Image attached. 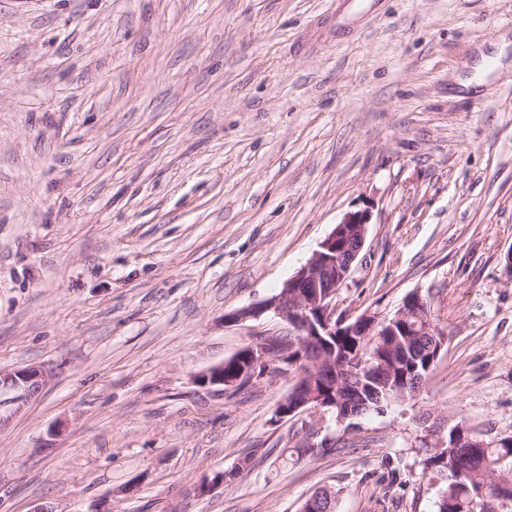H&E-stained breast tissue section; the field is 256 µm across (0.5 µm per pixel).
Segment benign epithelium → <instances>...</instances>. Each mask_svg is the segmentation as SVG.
<instances>
[{
  "label": "benign epithelium",
  "mask_w": 512,
  "mask_h": 512,
  "mask_svg": "<svg viewBox=\"0 0 512 512\" xmlns=\"http://www.w3.org/2000/svg\"><path fill=\"white\" fill-rule=\"evenodd\" d=\"M371 214L367 210L349 212L320 242L318 249L293 276L286 280L280 291L252 306L241 308L224 316V323H239L272 316L288 324V332L299 337V343L281 349L274 342L276 334L266 333L243 346L242 352L224 371L220 363L203 372L198 382L204 386L239 388L256 380L258 374H267L276 363L288 365V356L299 352L294 364L307 367L316 364L336 370L330 344L326 339L336 336H395L397 324L408 321L418 312L422 302L419 294H409L394 313L393 319H380L363 314L355 319L336 316V290L349 279L358 255L365 243ZM378 357L368 360L362 351L354 350L349 364L342 368L364 372L375 367ZM51 377L44 367H29L15 372L0 370V426L37 397ZM336 405V390L330 391L329 400L313 392L303 395L295 388L276 409V420L288 421L303 413ZM447 420L436 418L425 429L426 441L436 447L445 443Z\"/></svg>",
  "instance_id": "obj_1"
}]
</instances>
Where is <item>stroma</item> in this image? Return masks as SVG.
<instances>
[{
    "mask_svg": "<svg viewBox=\"0 0 512 512\" xmlns=\"http://www.w3.org/2000/svg\"><path fill=\"white\" fill-rule=\"evenodd\" d=\"M357 210L336 310L430 294L448 341L420 394L343 426L275 421L292 370L200 385L286 328L225 314ZM511 253L512 0H0V369L52 372L0 425V512H299L322 487L437 512L420 416L512 436Z\"/></svg>",
    "mask_w": 512,
    "mask_h": 512,
    "instance_id": "1",
    "label": "stroma"
}]
</instances>
